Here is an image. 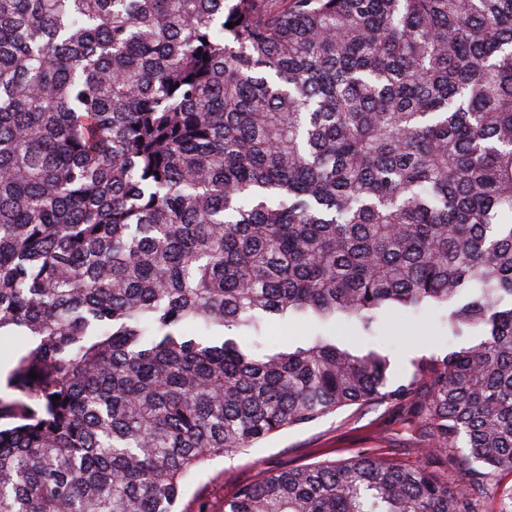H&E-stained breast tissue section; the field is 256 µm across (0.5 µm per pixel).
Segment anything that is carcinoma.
<instances>
[{"mask_svg": "<svg viewBox=\"0 0 512 512\" xmlns=\"http://www.w3.org/2000/svg\"><path fill=\"white\" fill-rule=\"evenodd\" d=\"M433 304L480 340L395 387L329 336L247 343ZM1 336L0 512H176L378 402L445 475L361 448L224 512H480L512 475V0H0Z\"/></svg>", "mask_w": 512, "mask_h": 512, "instance_id": "1", "label": "carcinoma"}]
</instances>
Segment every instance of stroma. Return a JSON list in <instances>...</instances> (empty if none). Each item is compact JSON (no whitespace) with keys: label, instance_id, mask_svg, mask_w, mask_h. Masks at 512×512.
Returning a JSON list of instances; mask_svg holds the SVG:
<instances>
[{"label":"stroma","instance_id":"obj_1","mask_svg":"<svg viewBox=\"0 0 512 512\" xmlns=\"http://www.w3.org/2000/svg\"><path fill=\"white\" fill-rule=\"evenodd\" d=\"M328 331L355 350L387 356L394 383L409 376L418 360L443 356L463 343L448 331L447 308L434 305L416 312L389 310L370 336L343 321ZM406 417V411L384 404L354 405L284 430L256 447L216 458L187 478L177 512H224L225 502L240 484L288 465L344 459L360 448L408 466L423 465L426 459L416 451Z\"/></svg>","mask_w":512,"mask_h":512}]
</instances>
